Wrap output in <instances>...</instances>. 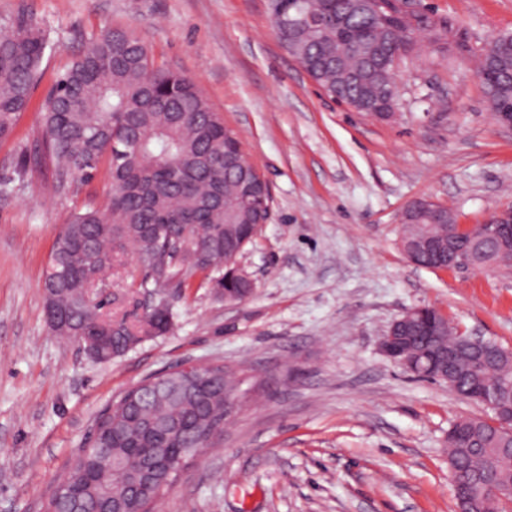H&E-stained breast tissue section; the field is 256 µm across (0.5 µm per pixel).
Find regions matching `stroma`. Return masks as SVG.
<instances>
[{
    "label": "stroma",
    "instance_id": "obj_1",
    "mask_svg": "<svg viewBox=\"0 0 512 512\" xmlns=\"http://www.w3.org/2000/svg\"><path fill=\"white\" fill-rule=\"evenodd\" d=\"M471 48L512 32V0H420ZM55 42L32 104L0 141V512H43L95 415L150 375L186 363L242 370L224 444L191 461L154 512H457L448 428L487 409L417 380L379 342L431 305L460 331L512 348V268L431 270L399 244L417 199L476 224L512 203V130L495 120L467 54L402 58L395 117L333 102L279 42L267 0H0ZM104 28L135 30L158 63L194 78L248 162L271 213L237 266L253 293L231 304L202 275L166 287L173 324L108 364L53 334L42 282L71 209L103 199L98 175L56 194L35 169L39 104ZM140 270L112 273V315L138 320Z\"/></svg>",
    "mask_w": 512,
    "mask_h": 512
}]
</instances>
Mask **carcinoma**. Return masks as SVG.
<instances>
[{
	"label": "carcinoma",
	"instance_id": "1",
	"mask_svg": "<svg viewBox=\"0 0 512 512\" xmlns=\"http://www.w3.org/2000/svg\"><path fill=\"white\" fill-rule=\"evenodd\" d=\"M278 37L288 19L324 11L328 23L301 24L298 54L311 79L330 97L367 113L366 98L380 99L389 71L370 60L405 57L427 39L432 53L448 52V21L431 13L415 30L400 18L382 22L355 9V0H269ZM351 30H366L371 40ZM337 52L333 65H320L322 47ZM52 49L49 35L22 14L0 20V140L10 138L41 78ZM474 57L492 112L512 109V34L492 37ZM41 138L35 164L49 168L57 191L78 188L105 171L110 190L100 201L72 211L59 234L44 277L45 309L53 331L98 362L119 357L136 345L134 327L115 321L91 304L85 289L109 281L119 255L133 250L141 263L138 288L182 286L204 275L229 302L249 287L235 259L253 242L258 223L269 218L270 193L255 194L262 212L245 204L248 193L224 157L239 155L238 134L224 125L201 88L184 73L159 65L149 43L130 29H103L59 75L40 103ZM448 233L446 224H404L401 246L423 232ZM173 315L158 304L143 315L156 334L167 332ZM437 338L454 349L459 369L453 391L472 394L479 372L475 349L495 354V398L512 411V351L493 340L475 346L447 317H437ZM236 382L222 364L203 369L189 386L178 370L144 379L103 408L88 441L72 457L73 476L58 483L48 512H112L114 500L139 512L176 480L169 466L189 448H211L224 432V386ZM492 416L465 417L448 430L451 480L463 484L467 512H512V423L497 409ZM156 468L149 495H126L125 475Z\"/></svg>",
	"mask_w": 512,
	"mask_h": 512
}]
</instances>
